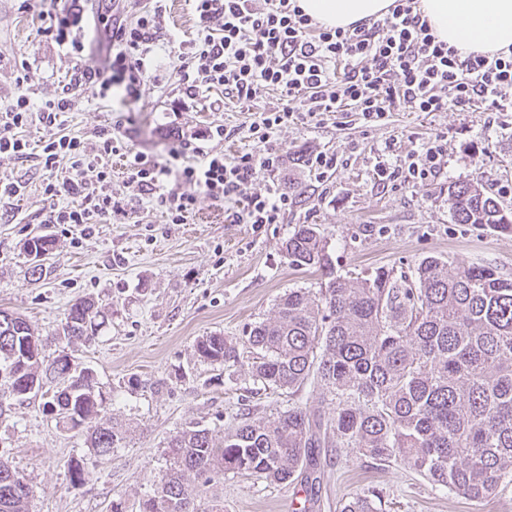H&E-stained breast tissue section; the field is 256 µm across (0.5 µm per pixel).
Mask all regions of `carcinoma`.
<instances>
[{
	"mask_svg": "<svg viewBox=\"0 0 512 512\" xmlns=\"http://www.w3.org/2000/svg\"><path fill=\"white\" fill-rule=\"evenodd\" d=\"M458 224L512 233V211L475 182L448 185ZM52 238L26 240L27 254L45 257ZM289 265L317 268L326 286L293 289L276 315L250 327L243 345L253 354L254 379L268 389L297 393L306 385L332 405L324 417L297 404L277 420L251 410L218 443L200 425L176 431L166 466L138 512H220L188 485L193 473L208 483L218 474H247L274 483L301 480L309 498L319 492L318 448H348L381 466L404 467L439 491L474 502L512 491V278L472 264L448 270V260L427 257L400 273L378 268L366 277L334 275L316 225L301 224L283 243ZM108 320L90 297L66 309L54 336L41 335L17 313L0 311V378L5 392L30 380L47 387L44 403L64 432H85L99 456L123 440V428L102 421L105 398L93 369L63 350L48 352L55 337L94 341ZM200 358L227 367L240 362L237 343L221 334L196 343ZM0 461V512H28L31 485ZM376 490L345 502L340 512H383Z\"/></svg>",
	"mask_w": 512,
	"mask_h": 512,
	"instance_id": "obj_1",
	"label": "carcinoma"
}]
</instances>
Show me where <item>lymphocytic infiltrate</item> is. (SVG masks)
Listing matches in <instances>:
<instances>
[{
	"instance_id": "1",
	"label": "lymphocytic infiltrate",
	"mask_w": 512,
	"mask_h": 512,
	"mask_svg": "<svg viewBox=\"0 0 512 512\" xmlns=\"http://www.w3.org/2000/svg\"><path fill=\"white\" fill-rule=\"evenodd\" d=\"M198 17L195 38L179 42L173 53L179 77L172 109L182 112L212 92L250 104L269 91L283 105L256 113L245 132L258 152L226 158L218 142L229 138L223 125L168 149L162 163L128 148L122 136L100 130L95 142L64 134L62 116L71 111L72 86H88L95 98L118 99L134 111L152 78L147 57L162 27L165 0H152L135 20L93 14L86 0H64L61 8L39 11L38 36L54 41L72 63V83L40 100L21 94L0 103V163L29 156L23 132L32 124L48 130L37 156L42 171H62V179L43 187L49 224H101L123 210L112 191V159L124 158L126 187L140 204L160 209L172 224L186 223L203 200L224 205L232 224H279L288 196L276 185L252 186L279 169L284 154L274 134L291 120L323 121L350 108L365 125L385 120L395 108L444 112L482 101L512 112V53L459 54L434 35L419 0H394L390 14L353 28H326L303 14L295 0H192ZM105 32L108 48L98 65H84V52L95 33ZM445 149L440 139L422 144L403 163L378 162L379 181L392 178L426 183L441 170ZM185 159L183 168L172 163Z\"/></svg>"
}]
</instances>
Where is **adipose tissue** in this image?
<instances>
[{
    "label": "adipose tissue",
    "instance_id": "1",
    "mask_svg": "<svg viewBox=\"0 0 512 512\" xmlns=\"http://www.w3.org/2000/svg\"><path fill=\"white\" fill-rule=\"evenodd\" d=\"M393 0H297L303 13L328 28H349L388 14ZM439 40L461 54L512 48V0H420Z\"/></svg>",
    "mask_w": 512,
    "mask_h": 512
}]
</instances>
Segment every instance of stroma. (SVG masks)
<instances>
[{
  "label": "stroma",
  "mask_w": 512,
  "mask_h": 512,
  "mask_svg": "<svg viewBox=\"0 0 512 512\" xmlns=\"http://www.w3.org/2000/svg\"><path fill=\"white\" fill-rule=\"evenodd\" d=\"M34 12L21 0H0V100L18 93L32 98L52 94L67 81L69 60L54 42L36 36ZM197 19L190 0H168L165 25L153 57L167 74L148 83L136 112L112 111L108 102L80 92L65 113L73 136L95 129L126 132L130 148L166 161L170 143L214 124L234 130L222 143L226 156L255 150L240 128L252 114L234 102L214 108L199 102L190 112H175L178 77L171 70L170 38L195 36ZM31 64V79L15 82V65ZM442 136L445 156L434 181L385 184L375 164L396 160L416 146ZM285 163L260 177L254 191L277 183L290 204L283 223L228 224L224 205L203 201L184 224L167 223L161 211L130 201L106 223L89 231L45 223L42 170L0 164V181L26 176L24 195L9 211L14 222L0 220V308L24 315L42 334L60 326L70 303L93 297L110 317L92 344L65 350L96 372L106 398V416L122 425L125 438L109 459L95 457L85 436L62 432L44 410V397L12 401L0 421V459L19 471L36 494L28 512H109L122 501L135 512L165 466V446L178 429L197 423L223 438L224 429L249 401L254 412L276 419L288 406L286 392L257 390L249 363L225 367L201 361L195 344L220 333L241 341L251 325L274 316L276 300L291 288L319 289L316 269L295 268L282 244L296 225H317L325 238L336 275H367L377 268L405 270L429 256L453 266L480 263L512 278V233L455 223L448 210V186L474 181L512 205V112H496L483 103L445 112L397 109L373 126L354 113L339 112L320 124L294 121L279 128ZM324 151L338 158L334 172L321 175L311 160ZM48 234L55 240L49 270L34 278L26 239ZM137 386H129L130 377ZM83 459L84 484L70 481L67 459ZM324 478L316 500H307L299 484L227 474L210 483L190 478L205 499L219 501L224 512H339L342 501L376 488L386 512H512V496L481 503L434 491L413 472L373 465L345 448L321 451Z\"/></svg>",
  "instance_id": "1"
}]
</instances>
